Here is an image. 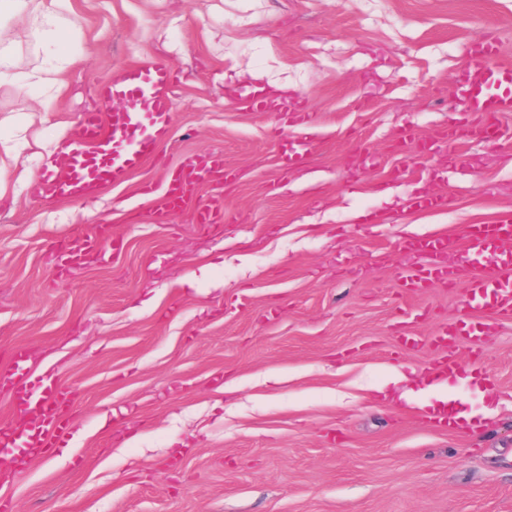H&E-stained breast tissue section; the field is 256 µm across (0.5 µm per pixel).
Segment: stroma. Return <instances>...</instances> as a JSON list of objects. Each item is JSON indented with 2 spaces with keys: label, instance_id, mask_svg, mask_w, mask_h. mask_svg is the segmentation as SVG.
I'll use <instances>...</instances> for the list:
<instances>
[{
  "label": "stroma",
  "instance_id": "obj_1",
  "mask_svg": "<svg viewBox=\"0 0 512 512\" xmlns=\"http://www.w3.org/2000/svg\"><path fill=\"white\" fill-rule=\"evenodd\" d=\"M82 33L67 90L0 94L40 155L0 160V182L50 176L73 125L107 112L119 67L165 63L177 76L161 158L94 200L35 188L0 196V369L75 394L71 432L0 481L11 512H512V321L490 326L479 365L437 383L430 345L463 321L465 280L406 293L413 239L460 233L512 212V112L488 142L443 141L455 125L470 45L485 36L512 66V0H72ZM47 46L22 15L0 16V67ZM275 83L318 130L295 170L286 113L246 108ZM413 139H405L404 131ZM201 152L232 177L202 182L157 220L141 183ZM437 193L440 205L413 208ZM215 205L219 224L195 207ZM108 246L62 274L70 236ZM483 369L492 386L474 383ZM409 391L396 408L387 382ZM446 398L478 431L425 421Z\"/></svg>",
  "mask_w": 512,
  "mask_h": 512
}]
</instances>
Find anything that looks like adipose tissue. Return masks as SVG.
Listing matches in <instances>:
<instances>
[{
    "mask_svg": "<svg viewBox=\"0 0 512 512\" xmlns=\"http://www.w3.org/2000/svg\"><path fill=\"white\" fill-rule=\"evenodd\" d=\"M19 12L25 15L31 37L46 45L58 44L62 34H79L80 29L72 16L73 8L69 0H36L27 4L26 0H0V12ZM69 56L56 53L44 61L34 63L27 69L0 72V87L7 86L23 92L37 87L43 90L42 112H51L55 101L66 90L65 75L73 66Z\"/></svg>",
    "mask_w": 512,
    "mask_h": 512,
    "instance_id": "obj_1",
    "label": "adipose tissue"
}]
</instances>
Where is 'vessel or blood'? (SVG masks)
Masks as SVG:
<instances>
[{"instance_id":"b4317fda","label":"vessel or blood","mask_w":512,"mask_h":512,"mask_svg":"<svg viewBox=\"0 0 512 512\" xmlns=\"http://www.w3.org/2000/svg\"><path fill=\"white\" fill-rule=\"evenodd\" d=\"M498 46L493 39L482 38L472 47V71L463 89L465 110L457 129L449 130V138L457 134L486 141L495 134V121L512 112V67L496 61ZM175 76L162 63L145 68H120L100 87L107 99L128 101L124 111L86 113L74 126L64 147L66 169L55 179L41 180L40 196L50 199H93L99 188L122 182L146 159L153 156L160 141L171 130L173 112L170 91ZM222 157L200 154L168 174L163 192L152 184H143V196H158V206L165 211L183 207L206 177H223ZM462 249L477 259L478 265L468 279L465 308L482 307L495 318L512 320V219L504 217L491 224L466 227L462 235H441L415 240L408 244L411 252L448 253ZM454 270L448 266L423 265L405 270L397 282L399 288H426L449 279ZM488 332L484 323L466 321L445 328L435 342L442 354L433 362L431 371L440 380L457 377L461 361L451 347L461 336L480 343ZM0 392L21 403L29 423L37 425L39 442L26 451L25 460L38 458L57 446L69 429L67 420L46 416L49 406L64 404L63 390L44 380L30 383L0 371Z\"/></svg>"}]
</instances>
